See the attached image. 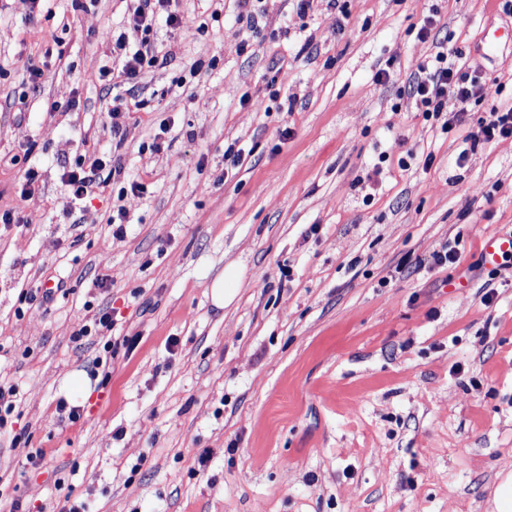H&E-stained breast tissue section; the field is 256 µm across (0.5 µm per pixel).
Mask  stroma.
<instances>
[{
    "label": "stroma",
    "instance_id": "35a3bbf8",
    "mask_svg": "<svg viewBox=\"0 0 512 512\" xmlns=\"http://www.w3.org/2000/svg\"><path fill=\"white\" fill-rule=\"evenodd\" d=\"M130 7L44 0L33 23L30 0H0V212L29 220L0 223V377L22 392L0 496L25 512L67 498L87 512H491L512 473V265L484 268L480 245L487 226L512 231V139L472 144L487 101L447 134L392 106L439 42L512 102V51H478L512 15L498 0H316L305 15L261 0L254 33L237 0H177L181 26H153L171 61L115 86L100 69ZM430 15L435 36L418 41ZM118 97L146 102L125 122L120 181L69 204L59 163L111 149ZM235 139L252 154L228 173ZM132 181L143 192L119 196ZM454 241L460 260L431 268ZM230 264L242 278L219 308L209 286ZM39 275L67 295L16 317ZM87 304L115 309L116 353L81 396L67 382L100 350L72 340ZM61 397L76 424L58 420Z\"/></svg>",
    "mask_w": 512,
    "mask_h": 512
}]
</instances>
